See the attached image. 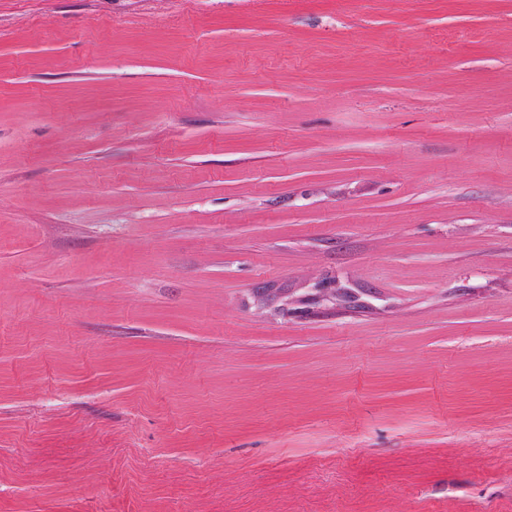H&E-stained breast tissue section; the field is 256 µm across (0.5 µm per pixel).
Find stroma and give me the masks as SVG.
Here are the masks:
<instances>
[{
    "mask_svg": "<svg viewBox=\"0 0 512 512\" xmlns=\"http://www.w3.org/2000/svg\"><path fill=\"white\" fill-rule=\"evenodd\" d=\"M0 512H512V0H0ZM311 294L318 304L341 300L350 307H365L376 299L358 288H352L349 281L339 274L327 276L314 284Z\"/></svg>",
    "mask_w": 512,
    "mask_h": 512,
    "instance_id": "stroma-1",
    "label": "stroma"
}]
</instances>
